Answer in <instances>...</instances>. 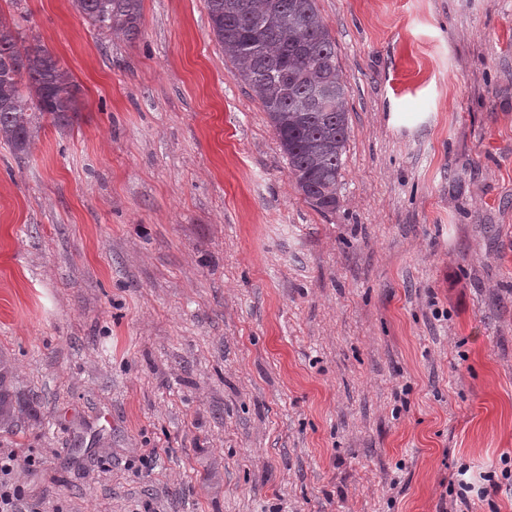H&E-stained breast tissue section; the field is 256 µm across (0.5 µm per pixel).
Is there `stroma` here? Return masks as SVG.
I'll return each instance as SVG.
<instances>
[{
    "instance_id": "obj_1",
    "label": "stroma",
    "mask_w": 512,
    "mask_h": 512,
    "mask_svg": "<svg viewBox=\"0 0 512 512\" xmlns=\"http://www.w3.org/2000/svg\"><path fill=\"white\" fill-rule=\"evenodd\" d=\"M347 80L308 201L205 0L107 37L0 0L78 86L0 143V454L37 512H457L512 458V0H317Z\"/></svg>"
}]
</instances>
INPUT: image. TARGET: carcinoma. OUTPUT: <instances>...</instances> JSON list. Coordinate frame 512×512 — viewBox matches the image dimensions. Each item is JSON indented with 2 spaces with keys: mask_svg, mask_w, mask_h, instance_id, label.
Masks as SVG:
<instances>
[{
  "mask_svg": "<svg viewBox=\"0 0 512 512\" xmlns=\"http://www.w3.org/2000/svg\"><path fill=\"white\" fill-rule=\"evenodd\" d=\"M102 34L140 32L141 0H72ZM217 42L254 92L298 188L321 210L338 205L348 134L346 80L316 0H206ZM0 18V142L29 151L33 113L55 121L76 111L78 86L39 43Z\"/></svg>",
  "mask_w": 512,
  "mask_h": 512,
  "instance_id": "carcinoma-1",
  "label": "carcinoma"
}]
</instances>
